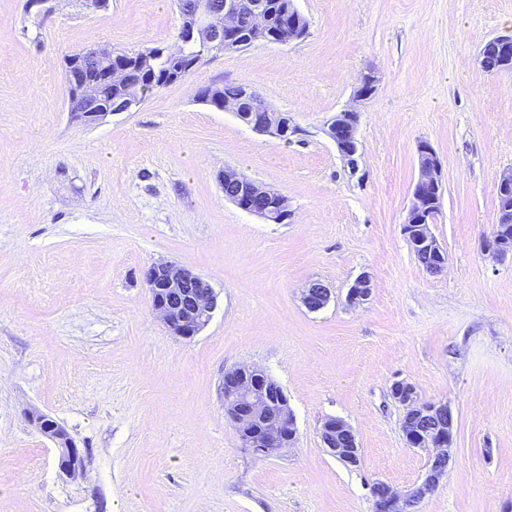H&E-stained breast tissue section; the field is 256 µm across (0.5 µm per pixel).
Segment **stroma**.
I'll return each mask as SVG.
<instances>
[{
	"label": "stroma",
	"instance_id": "35a3bbf8",
	"mask_svg": "<svg viewBox=\"0 0 512 512\" xmlns=\"http://www.w3.org/2000/svg\"><path fill=\"white\" fill-rule=\"evenodd\" d=\"M0 0V512H374L370 487H416L425 452L403 437L398 380L455 414L447 474L416 512H512V260L486 251L512 167V70L477 63L512 35V0H295L305 38L209 56L126 112L67 110L66 56L174 44V0ZM378 78L356 165L324 134ZM256 90L287 113L282 142L196 97ZM441 162L432 231L447 267L415 259L402 225L417 146ZM274 188L267 223L224 196L225 169ZM174 262L218 295L192 339L154 314L145 269ZM370 298L349 306L361 274ZM315 281L330 302L308 310ZM262 369L295 418L293 446L244 448L224 413L226 371ZM84 449L67 478L27 419ZM346 421L358 466L321 426ZM321 439L328 450L342 462L355 466L359 448L352 428L340 418L327 419L321 428Z\"/></svg>",
	"mask_w": 512,
	"mask_h": 512
}]
</instances>
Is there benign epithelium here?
<instances>
[{
    "instance_id": "7a95c632",
    "label": "benign epithelium",
    "mask_w": 512,
    "mask_h": 512,
    "mask_svg": "<svg viewBox=\"0 0 512 512\" xmlns=\"http://www.w3.org/2000/svg\"><path fill=\"white\" fill-rule=\"evenodd\" d=\"M240 0H225L224 8L218 9L210 0H198L182 20L190 29L191 36L211 53L242 50L255 43H265L267 13L264 6L252 10L253 33L242 41L239 26ZM302 15L299 11L288 12V32L275 40L287 45L301 39ZM108 62L112 52L91 48L86 53L66 60V86L68 111H83L84 101L94 95L93 85L77 81L75 72L84 71L86 54ZM496 61L503 67L512 64V36L496 38ZM377 77L369 71L357 87L354 105L337 113L326 126V136L336 144L342 156L353 165L358 153L357 138L360 112L357 103L372 95L365 85L376 86ZM243 98L251 105L245 114V125L252 130L279 140L288 139L290 127L279 120V112L253 89L244 88ZM419 174L415 183L407 219L402 232L411 246L426 252L432 258L430 272L444 271L447 253L435 237L432 226L439 210L442 182L441 165L433 149L426 143L419 144ZM224 183L237 186V192L228 197L234 204L244 197L252 204L244 210L269 223H282L288 219V201L279 191L256 185L233 169L224 170ZM497 193L500 200L498 219L486 248L497 257L512 256V168L502 171ZM151 307L167 329L184 339L200 333L209 322L216 308V295L210 284L188 268L172 262L153 264L144 274ZM372 292V279L359 276L347 293L351 305L368 300ZM331 292L324 284L314 282L302 294L304 305L311 311L323 308L330 300ZM224 411L241 443L255 454L268 456L290 446L296 435L295 421L288 399L277 384L262 370L239 367L224 373ZM394 399L404 409L403 433L407 444L428 454V467L421 484L405 495H400L385 483L371 486L375 512H415V506L439 486L450 461L455 417L446 403H421L414 387L404 381H396L391 387ZM321 439L326 448L342 462L354 466L358 463L359 448L352 428L340 418L327 419L321 428ZM82 468L80 451L72 442L60 445L59 469L68 476H75Z\"/></svg>"
}]
</instances>
